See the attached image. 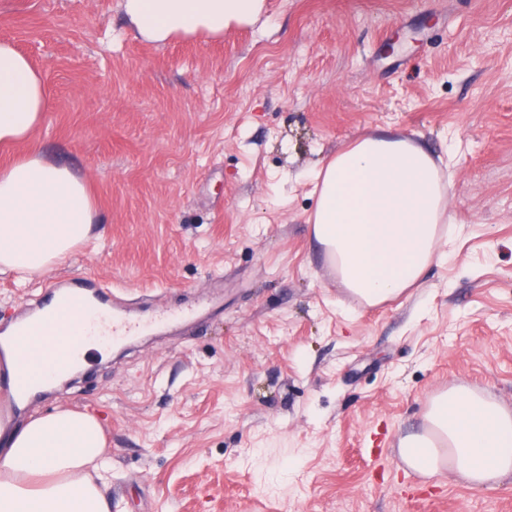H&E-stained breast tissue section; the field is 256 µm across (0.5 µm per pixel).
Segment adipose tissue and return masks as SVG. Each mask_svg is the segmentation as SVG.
Masks as SVG:
<instances>
[{
	"label": "adipose tissue",
	"mask_w": 512,
	"mask_h": 512,
	"mask_svg": "<svg viewBox=\"0 0 512 512\" xmlns=\"http://www.w3.org/2000/svg\"><path fill=\"white\" fill-rule=\"evenodd\" d=\"M266 0H122L135 37L165 44L218 37L251 24ZM49 108L45 82L29 58L0 40V145L28 151L0 167V274L26 282L46 275L86 241L96 209L86 179L45 160L29 145ZM315 242L334 262L343 286L366 306L408 293L448 237L455 218L440 166L415 142L369 134L312 169ZM88 316L67 324L51 350L32 354L42 390L61 379L59 352L90 350L110 340L85 336ZM423 433L402 437L398 453L422 477L452 474L471 488L493 490L512 476V410L465 387L432 397ZM112 461L99 419L68 407L23 424L0 419V512H111Z\"/></svg>",
	"instance_id": "obj_1"
}]
</instances>
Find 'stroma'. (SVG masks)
<instances>
[{"label": "stroma", "instance_id": "stroma-1", "mask_svg": "<svg viewBox=\"0 0 512 512\" xmlns=\"http://www.w3.org/2000/svg\"><path fill=\"white\" fill-rule=\"evenodd\" d=\"M0 39L49 98L0 165L35 146L88 177L97 211L54 272L0 276V328L86 274L136 318L210 310L15 423L96 415L112 512H512V479L467 488L397 453L450 387L512 408V0H267L164 45L128 32L120 0H0ZM378 131L447 163L456 222L409 295L369 308L311 236L307 174Z\"/></svg>", "mask_w": 512, "mask_h": 512}]
</instances>
